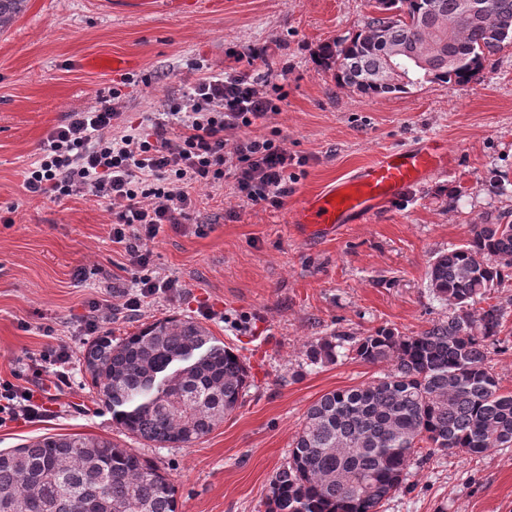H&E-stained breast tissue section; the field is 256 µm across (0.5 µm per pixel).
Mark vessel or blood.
<instances>
[{
  "instance_id": "1",
  "label": "vessel or blood",
  "mask_w": 512,
  "mask_h": 512,
  "mask_svg": "<svg viewBox=\"0 0 512 512\" xmlns=\"http://www.w3.org/2000/svg\"><path fill=\"white\" fill-rule=\"evenodd\" d=\"M448 171L443 143L426 136L414 147L393 148L335 185L306 197L292 216L295 228L330 237L347 224H362L411 187Z\"/></svg>"
}]
</instances>
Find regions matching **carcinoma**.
I'll return each mask as SVG.
<instances>
[{
    "label": "carcinoma",
    "mask_w": 512,
    "mask_h": 512,
    "mask_svg": "<svg viewBox=\"0 0 512 512\" xmlns=\"http://www.w3.org/2000/svg\"><path fill=\"white\" fill-rule=\"evenodd\" d=\"M24 0H0V29ZM358 32L320 49L336 83L378 98L427 82L470 81L512 45V0H374ZM397 50L425 60L385 75ZM512 279V222L486 215L470 237L439 255L427 288L448 316L417 333L382 328L350 346L354 358L385 364L366 385L322 395L306 411L288 466L271 479L267 512H382L407 480L411 461L442 452L481 456L512 447V391L489 365L507 331L506 312L488 302ZM341 342L309 345L311 363L337 359ZM85 371L112 418L160 448H188L241 404L246 370L192 318L144 323L118 342L98 337ZM0 512H178L172 480L130 448L107 438L54 435L0 450Z\"/></svg>",
    "instance_id": "cac0c4a2"
}]
</instances>
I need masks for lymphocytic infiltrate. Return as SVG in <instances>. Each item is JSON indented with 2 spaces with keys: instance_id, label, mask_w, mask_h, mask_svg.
<instances>
[{
  "instance_id": "f902f5d3",
  "label": "lymphocytic infiltrate",
  "mask_w": 512,
  "mask_h": 512,
  "mask_svg": "<svg viewBox=\"0 0 512 512\" xmlns=\"http://www.w3.org/2000/svg\"><path fill=\"white\" fill-rule=\"evenodd\" d=\"M284 93L270 94L250 70L230 69L197 78L165 116L126 125L113 98L68 113L43 140L23 175L30 196L62 200L80 192L104 193L112 240L122 245L135 272L133 288L121 291L125 310L137 312L178 283L154 271L152 242L164 227L187 223L203 188L231 183L243 201L282 208L302 166L276 134L249 137L267 125ZM47 409L25 387L0 379V427L43 418Z\"/></svg>"
}]
</instances>
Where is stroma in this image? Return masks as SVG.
<instances>
[{"label":"stroma","instance_id":"obj_1","mask_svg":"<svg viewBox=\"0 0 512 512\" xmlns=\"http://www.w3.org/2000/svg\"><path fill=\"white\" fill-rule=\"evenodd\" d=\"M371 11L370 0H207L182 12L154 0L136 9L122 0H27L0 32V214L11 218L0 223V377L32 386L19 358L60 343L72 364L69 384L43 380L47 417L0 427V449L51 435L109 438L169 475L178 512H266L270 480L287 467L309 406L387 370L349 356L311 366L308 345L381 327L410 334L444 318L447 307L427 286L429 265L463 244L484 213L512 221V47L489 57L468 84L436 81L364 97L338 86L318 54L355 34ZM231 47L258 52L255 67L284 86L288 96L271 126L305 164L278 210L238 200L229 185L204 197L189 224L165 228L152 245L157 274L178 281V292L104 323L117 340L166 316L203 319L208 307L215 315L207 326L246 364L248 385L235 412L192 447L157 448L117 428L82 366L89 301L134 280L112 241L108 201L26 195L23 171L66 113L114 90L127 120L139 124L178 101L200 72H223ZM112 54L129 69L83 65ZM195 62L203 71L192 70ZM426 135L446 145L447 175L428 178L337 237L303 238L291 228L304 197ZM491 297L511 333L492 348L490 364L511 391L512 280ZM384 509L512 512V447L411 464Z\"/></svg>","mask_w":512,"mask_h":512}]
</instances>
